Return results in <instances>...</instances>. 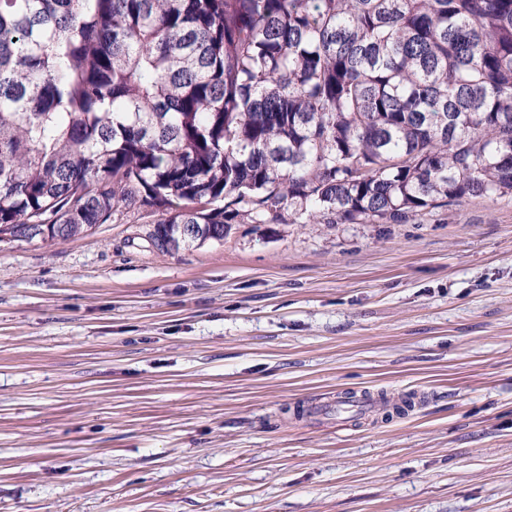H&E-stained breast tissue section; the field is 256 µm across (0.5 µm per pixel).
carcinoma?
Returning a JSON list of instances; mask_svg holds the SVG:
<instances>
[{
  "mask_svg": "<svg viewBox=\"0 0 512 512\" xmlns=\"http://www.w3.org/2000/svg\"><path fill=\"white\" fill-rule=\"evenodd\" d=\"M512 195V0H0V235Z\"/></svg>",
  "mask_w": 512,
  "mask_h": 512,
  "instance_id": "obj_1",
  "label": "carcinoma"
}]
</instances>
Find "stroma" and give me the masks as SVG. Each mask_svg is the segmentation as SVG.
<instances>
[{
	"label": "stroma",
	"mask_w": 512,
	"mask_h": 512,
	"mask_svg": "<svg viewBox=\"0 0 512 512\" xmlns=\"http://www.w3.org/2000/svg\"><path fill=\"white\" fill-rule=\"evenodd\" d=\"M0 241V512H512V197ZM413 397L337 420L341 395Z\"/></svg>",
	"instance_id": "obj_1"
}]
</instances>
